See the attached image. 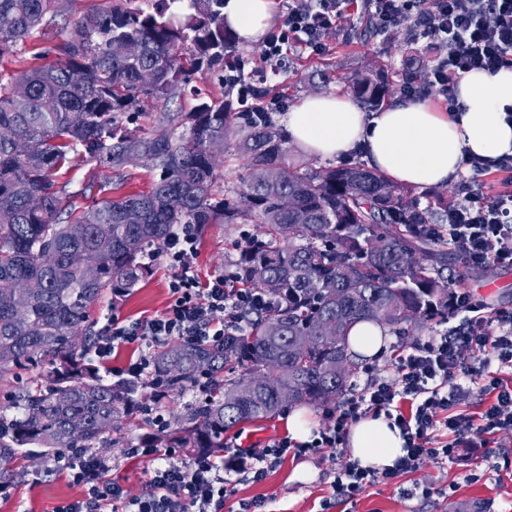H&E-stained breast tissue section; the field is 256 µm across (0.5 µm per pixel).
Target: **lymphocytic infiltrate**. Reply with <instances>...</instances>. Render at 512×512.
Masks as SVG:
<instances>
[{"label": "lymphocytic infiltrate", "instance_id": "obj_1", "mask_svg": "<svg viewBox=\"0 0 512 512\" xmlns=\"http://www.w3.org/2000/svg\"><path fill=\"white\" fill-rule=\"evenodd\" d=\"M358 13L379 33L403 26L415 38L445 46V54L428 67L425 81L402 77V97L422 99L434 93L452 111L457 75L512 67V0H289L285 18L262 42L261 67L249 70L237 61L224 69V85L241 111L260 119L283 111L282 98L261 97L267 73L277 72L289 51L324 54L329 37ZM467 164L476 172H502L503 178L491 190L476 180L464 182L461 201L449 209L445 223L435 225L434 239L465 264L512 268V155L494 161L473 157ZM197 245L198 235L187 224L166 240L162 250L173 270L167 308L136 323L111 315L93 350L98 360L108 358L115 347L139 345L145 353L125 373L144 378L149 374L148 349L172 339L222 338L243 330L250 315L270 305L263 292L231 286L223 271L200 282L192 265ZM459 303L465 313L459 326L413 348L393 349V377L371 375L363 385L351 387L325 411L311 441L298 443L285 436L260 448L228 442L223 454L188 462L178 448L134 445L123 454L146 461L148 474L136 493L109 478L111 461L99 451L70 449L51 466L67 471L83 494L59 504L54 512H224L233 494L224 476L228 457L237 459L243 479L254 482L264 480L290 452L335 462L333 496L351 501L371 485L417 472L426 461L454 458L457 449L484 455L497 439L512 437V311L487 310L468 294L460 295ZM494 364L499 374L490 373ZM474 383L488 398L486 410L477 416L460 409ZM399 400L409 401V410L396 409ZM382 413L392 414L404 439V454L381 470L361 467L345 457L341 446L353 424ZM474 431L479 439H471Z\"/></svg>", "mask_w": 512, "mask_h": 512}]
</instances>
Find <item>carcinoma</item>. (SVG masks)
<instances>
[{
    "label": "carcinoma",
    "mask_w": 512,
    "mask_h": 512,
    "mask_svg": "<svg viewBox=\"0 0 512 512\" xmlns=\"http://www.w3.org/2000/svg\"><path fill=\"white\" fill-rule=\"evenodd\" d=\"M70 0H0V56L33 35L55 39L57 61L0 78V380L31 366L45 385L23 392L0 415V458L32 459L70 448L95 449L105 433L120 442L124 419L151 400L143 378H104L90 358L89 308L103 292L124 297L150 273L145 263L180 224H260L229 263L233 283L262 291L271 307L246 329L208 344L177 340L151 355L163 396L202 387L179 425L143 442L224 449V431L272 418L297 404L325 407L357 374L347 336L368 321L404 338L448 320L454 291L448 256L431 237L448 215V197L426 206L363 163L303 168L290 163L288 137L271 120L200 101L190 112L155 115L156 136L137 125L147 107L166 105L189 70L224 69L236 40L224 27V0H155L147 12L114 0L70 30L58 26ZM377 107L386 84L372 66L351 82ZM242 118L244 123L234 120ZM249 160L235 195L217 190L224 146ZM135 154L157 172L148 190L105 196L90 182L68 193L56 172L69 155L117 175ZM97 197L72 221L73 198ZM294 199L291 209L282 206ZM96 270L92 280L72 261ZM339 326L336 337L323 324Z\"/></svg>",
    "instance_id": "carcinoma-1"
}]
</instances>
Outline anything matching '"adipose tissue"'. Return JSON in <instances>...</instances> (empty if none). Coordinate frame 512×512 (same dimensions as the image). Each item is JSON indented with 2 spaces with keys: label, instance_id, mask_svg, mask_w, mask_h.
Masks as SVG:
<instances>
[{
  "label": "adipose tissue",
  "instance_id": "obj_1",
  "mask_svg": "<svg viewBox=\"0 0 512 512\" xmlns=\"http://www.w3.org/2000/svg\"><path fill=\"white\" fill-rule=\"evenodd\" d=\"M276 15V0H224L225 24L250 45L261 43ZM457 91L460 108L448 113L398 98L369 114L347 95H313L287 112L285 125L310 155L333 159L360 148L369 165L393 184L442 186L463 172L469 158L512 155V68L467 72ZM347 443L361 466L383 469L402 455L404 441L381 414L354 424Z\"/></svg>",
  "mask_w": 512,
  "mask_h": 512
}]
</instances>
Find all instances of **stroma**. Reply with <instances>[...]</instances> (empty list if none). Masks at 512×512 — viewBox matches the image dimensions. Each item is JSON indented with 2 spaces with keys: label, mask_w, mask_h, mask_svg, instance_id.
Returning a JSON list of instances; mask_svg holds the SVG:
<instances>
[{
  "label": "stroma",
  "mask_w": 512,
  "mask_h": 512,
  "mask_svg": "<svg viewBox=\"0 0 512 512\" xmlns=\"http://www.w3.org/2000/svg\"><path fill=\"white\" fill-rule=\"evenodd\" d=\"M363 19L353 18L337 30L329 41L324 55L307 57L289 53L278 75L263 84L264 92L280 94L285 106L293 108L303 98L336 90L349 92L351 79L370 62L383 66L388 78V99L399 96L398 81L403 73H423L430 57L424 43H410L405 30L395 29L384 36L368 37ZM55 55L40 37H32L15 53L0 58V76H11L23 69L54 63ZM224 97L222 72H195L180 97L172 100L168 109L187 112L198 99L220 100ZM155 178L154 171L141 162L128 164L121 175L71 158L56 174L57 183L67 184L75 192L76 209L87 202L77 192L89 181L112 182L118 194L148 190ZM256 224H213L199 237L193 265L201 278L223 269L237 254L236 246L244 234L259 232ZM151 274L142 280L133 292L122 300H113L104 293L92 305L89 320L94 333H101L111 312H118L127 322H141L165 310L168 301V283L173 274L163 254H155L150 261ZM494 283L493 291L483 286ZM457 292H468L482 299L489 307L512 310V268L488 267L469 272L456 286ZM288 433L286 413L228 430L227 438L237 439L242 446L264 445L270 438ZM309 468L308 479L297 478L296 472ZM12 470L15 478L9 497L0 499V512H53L55 506L80 496L79 487L70 483L66 472L48 471L46 465L20 456L0 460V469ZM334 475L328 465L318 463L315 457L286 455L281 464L259 483L235 479L233 497L225 504L227 512H236L239 500L260 499L266 512H320L325 500H332ZM430 486L429 496L406 497L404 489L414 484ZM329 512H512V437L503 439L493 449L491 458L431 461L415 473L399 477L389 483L369 487L352 501H332Z\"/></svg>",
  "instance_id": "obj_1"
}]
</instances>
